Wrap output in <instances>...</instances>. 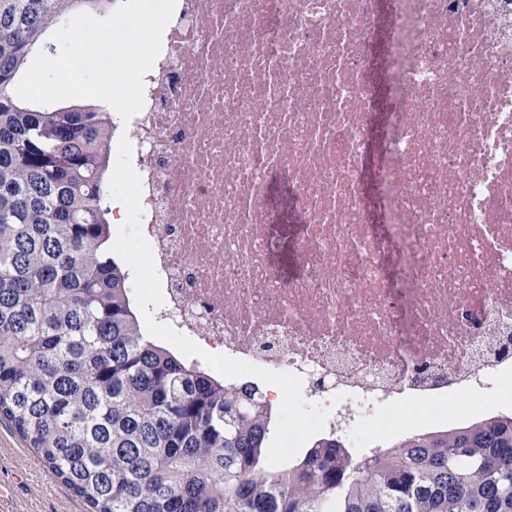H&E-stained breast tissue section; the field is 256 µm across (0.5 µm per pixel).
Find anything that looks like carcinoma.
I'll return each mask as SVG.
<instances>
[{"mask_svg":"<svg viewBox=\"0 0 512 512\" xmlns=\"http://www.w3.org/2000/svg\"><path fill=\"white\" fill-rule=\"evenodd\" d=\"M116 2L0 0V420L89 512H512V414L359 457L325 434L277 466V408L145 332L112 248V113L13 92L48 29Z\"/></svg>","mask_w":512,"mask_h":512,"instance_id":"carcinoma-1","label":"carcinoma"}]
</instances>
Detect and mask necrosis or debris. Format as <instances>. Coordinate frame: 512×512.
<instances>
[{
  "mask_svg": "<svg viewBox=\"0 0 512 512\" xmlns=\"http://www.w3.org/2000/svg\"><path fill=\"white\" fill-rule=\"evenodd\" d=\"M143 97L148 333L321 434L512 406V0H176Z\"/></svg>",
  "mask_w": 512,
  "mask_h": 512,
  "instance_id": "necrosis-or-debris-1",
  "label": "necrosis or debris"
}]
</instances>
